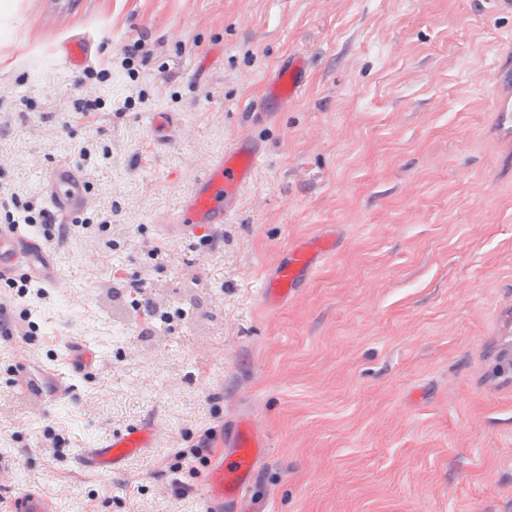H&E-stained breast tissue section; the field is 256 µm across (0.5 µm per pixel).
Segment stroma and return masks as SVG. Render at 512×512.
<instances>
[{
	"mask_svg": "<svg viewBox=\"0 0 512 512\" xmlns=\"http://www.w3.org/2000/svg\"><path fill=\"white\" fill-rule=\"evenodd\" d=\"M76 33L99 46L77 73L56 57ZM297 53L306 87L259 119ZM510 91L512 14L489 0H0V190L44 202L64 161L109 222L97 248L79 227L51 241L66 282L46 298L0 285L32 326L26 344L0 336V502L199 512L249 419L265 449L223 512H512V379L493 371L512 341ZM157 112L182 122L175 141L153 136ZM243 133L264 152L220 239L162 240L158 220ZM317 235L335 251L266 305L291 245ZM140 278L169 323L133 306ZM74 336L101 356L60 393L45 374ZM153 416L165 444L80 467ZM9 512H58L55 503L43 493L26 490L11 498Z\"/></svg>",
	"mask_w": 512,
	"mask_h": 512,
	"instance_id": "35a3bbf8",
	"label": "stroma"
}]
</instances>
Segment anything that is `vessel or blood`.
Masks as SVG:
<instances>
[{
  "label": "vessel or blood",
  "instance_id": "obj_1",
  "mask_svg": "<svg viewBox=\"0 0 512 512\" xmlns=\"http://www.w3.org/2000/svg\"><path fill=\"white\" fill-rule=\"evenodd\" d=\"M92 54V41L75 36L63 45L59 60L65 68L77 72L88 65ZM307 72L306 60L301 56L290 57L280 64L267 85L264 114L272 115L287 108L289 101L301 91ZM262 152V143L252 135L243 134L236 138L193 181L177 209L162 218L157 226L159 233L181 241L214 240L234 212L242 188L251 181ZM43 194L50 213L63 224L73 223L91 202L83 175L65 162L52 166L43 184ZM35 235V230L27 224L0 226V275H18L45 288L61 287V271L54 254L37 243ZM334 249V239L325 235L293 244L287 263L277 270L268 285L267 303L275 304L286 299ZM98 356L96 346L90 341L76 340L66 349V364L70 372L78 373L91 368ZM167 435L161 421L149 419L119 431L94 447L83 449L79 463L93 471L117 469L141 449L163 444ZM231 439V459H215L201 485V512H220L225 503L242 496L260 459L263 440L251 422H238ZM9 512H58V509L43 493L26 490L12 497Z\"/></svg>",
  "mask_w": 512,
  "mask_h": 512
}]
</instances>
